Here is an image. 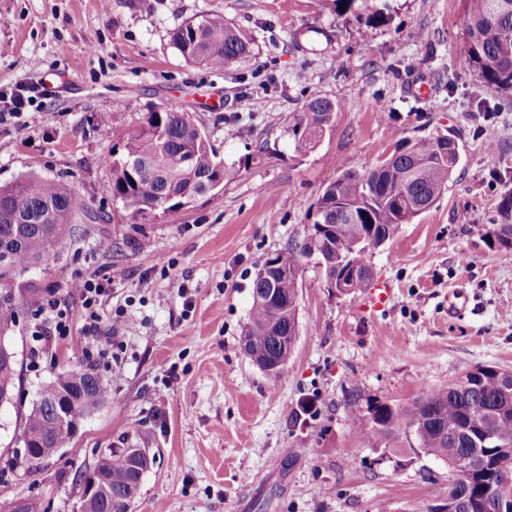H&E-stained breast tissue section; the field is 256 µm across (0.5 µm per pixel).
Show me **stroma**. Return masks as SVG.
Instances as JSON below:
<instances>
[{
    "mask_svg": "<svg viewBox=\"0 0 512 512\" xmlns=\"http://www.w3.org/2000/svg\"><path fill=\"white\" fill-rule=\"evenodd\" d=\"M367 27L336 0H0V90H55L0 121V183L51 176L108 219L81 225L56 260L18 281L67 301L69 331L43 338L35 308L12 334L17 401L0 407V504L34 498L81 512L102 449L138 442L156 459L132 512H428L448 468L366 436L376 405H408L477 365L512 371V262L493 235L512 191V96L490 89L462 48L463 0H379ZM210 13L250 41L221 70L186 62L170 36ZM340 103L312 149L286 127L311 93ZM192 113L239 175L174 213L132 219L106 158L148 112ZM454 134L447 190L371 249L373 284L341 295L305 259L288 369L246 356L253 280L317 219L323 188L364 174L405 138ZM107 278L96 323L73 283ZM136 314L126 322L122 310ZM109 385L73 447L28 469L19 415L74 365Z\"/></svg>",
    "mask_w": 512,
    "mask_h": 512,
    "instance_id": "stroma-1",
    "label": "stroma"
}]
</instances>
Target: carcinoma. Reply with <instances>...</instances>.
I'll list each match as a JSON object with an SVG mask.
<instances>
[{"label":"carcinoma","instance_id":"obj_1","mask_svg":"<svg viewBox=\"0 0 512 512\" xmlns=\"http://www.w3.org/2000/svg\"><path fill=\"white\" fill-rule=\"evenodd\" d=\"M357 7L367 26L383 21L376 0H347ZM468 16L463 34L464 55L469 67L495 91L512 94V0H465ZM171 41L188 62L223 68L249 51V40L224 23V15L211 13L186 22L171 34ZM340 104L312 94L303 110L290 119L289 128L301 149L313 148L334 127ZM112 168L110 189L134 219H145L165 210L158 200L173 195L201 196L213 185L235 179L239 171L218 158L209 140L189 112L159 108L147 113L144 125L125 146V153L107 160ZM455 167L440 150L439 137L401 141L378 167L359 179L347 171L327 184L317 202L318 254L339 268L324 267L326 277L354 280L351 292L368 286L372 279L369 239L392 238L400 213L414 203L416 214L429 209L448 188ZM499 224L494 235L505 253H512V195L498 205ZM105 215L93 211L83 197L61 181L42 176L19 177L0 185V252L11 255V269H0V344L11 345L10 332L19 306H32L40 295L31 291L16 300L11 286L21 274L37 264H48L63 241L73 236L76 225L98 223ZM308 245L290 243L275 255L279 267L271 276L257 274L252 287L253 303L246 327L249 340L244 351L253 362L273 361L276 375L288 366L291 350L284 347L298 321V280ZM18 363L0 356V407L13 403L19 381ZM500 369L476 366L458 380L430 390L410 405L386 404L372 410V425L366 433L394 448L409 447L445 464L460 452L475 451V442L486 423L496 434L494 445L480 449L473 469L455 475L448 496L456 512H499L498 491L505 477L501 449L512 448V392L506 393ZM107 385L92 367L70 369L42 386L24 416L22 439L40 449L28 467L67 448L74 427L106 398ZM65 402L67 422L55 413V404ZM112 494L98 504L96 512H130V490L139 480L137 449L128 442L112 448L99 459Z\"/></svg>","mask_w":512,"mask_h":512}]
</instances>
